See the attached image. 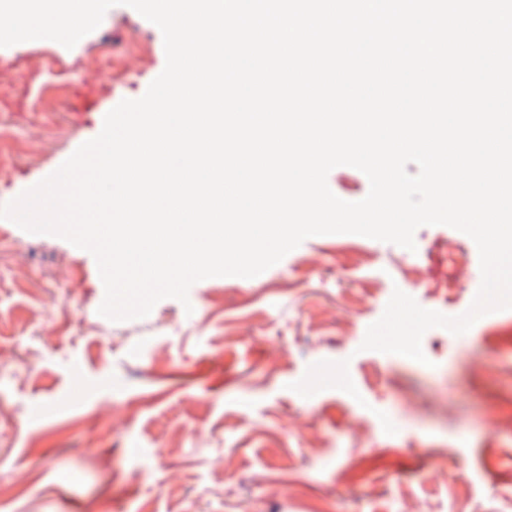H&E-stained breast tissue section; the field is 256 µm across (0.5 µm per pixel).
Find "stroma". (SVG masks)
Returning a JSON list of instances; mask_svg holds the SVG:
<instances>
[{
	"instance_id": "1",
	"label": "stroma",
	"mask_w": 512,
	"mask_h": 512,
	"mask_svg": "<svg viewBox=\"0 0 512 512\" xmlns=\"http://www.w3.org/2000/svg\"><path fill=\"white\" fill-rule=\"evenodd\" d=\"M126 44L118 75L109 62ZM48 55L68 91L54 114L7 113L28 150L0 204L101 132L73 114L85 86L110 109L166 62L159 28L122 5L73 48H0V74ZM343 240L307 238L263 276L205 279L188 303L114 322L97 312L89 252L0 219V484L24 483L0 512H512V311L460 336L430 329L423 364L360 348L394 289L464 313L481 282L475 243L445 225L419 227L412 251L362 236L358 266ZM343 359L359 398L289 390L310 364ZM45 402L53 412L33 420ZM132 443L141 455H126Z\"/></svg>"
}]
</instances>
